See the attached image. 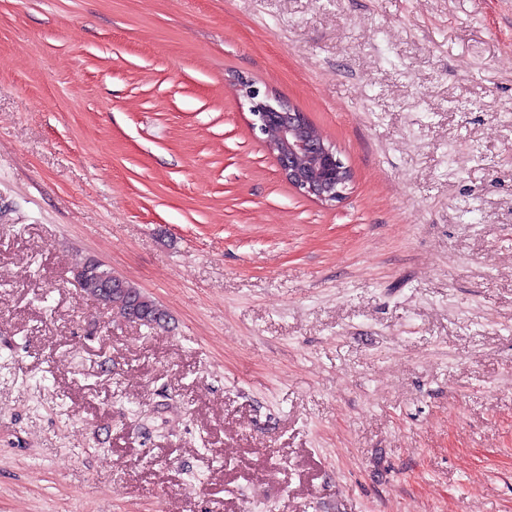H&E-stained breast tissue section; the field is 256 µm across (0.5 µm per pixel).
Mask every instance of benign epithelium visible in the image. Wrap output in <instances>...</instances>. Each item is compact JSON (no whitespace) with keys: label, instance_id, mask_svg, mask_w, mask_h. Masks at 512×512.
<instances>
[{"label":"benign epithelium","instance_id":"1","mask_svg":"<svg viewBox=\"0 0 512 512\" xmlns=\"http://www.w3.org/2000/svg\"><path fill=\"white\" fill-rule=\"evenodd\" d=\"M240 88L253 116L252 129L276 160L279 174L299 194L324 203L343 198L351 179L334 146L322 138L307 113L243 81Z\"/></svg>","mask_w":512,"mask_h":512}]
</instances>
